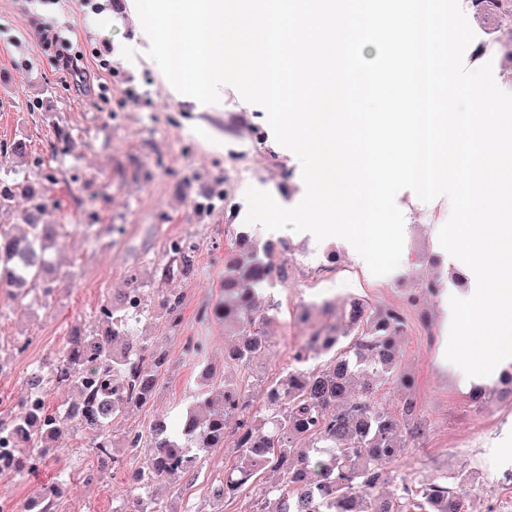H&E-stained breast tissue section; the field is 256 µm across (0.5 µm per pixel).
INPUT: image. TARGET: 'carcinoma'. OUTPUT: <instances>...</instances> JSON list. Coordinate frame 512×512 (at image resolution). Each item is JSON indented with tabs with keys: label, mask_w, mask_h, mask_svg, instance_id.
<instances>
[{
	"label": "carcinoma",
	"mask_w": 512,
	"mask_h": 512,
	"mask_svg": "<svg viewBox=\"0 0 512 512\" xmlns=\"http://www.w3.org/2000/svg\"><path fill=\"white\" fill-rule=\"evenodd\" d=\"M465 7L488 34L474 55H493L512 78V0H464ZM23 198L28 230L0 226V295L14 300L39 290L56 288L45 278L50 250L59 232L54 224H39L32 213L42 210L40 189L27 180L0 179V205ZM194 246L169 251L161 260L164 276L184 275L194 263ZM273 245L259 246L243 235L239 254L224 278V303L217 313L224 325L237 330L238 340L224 351V363L242 371L266 349L269 318L253 308L255 291L282 271L269 257ZM163 307L170 325L179 323L182 298L169 295ZM106 328L74 332L67 351L48 369L27 379L31 393L52 384L71 389L74 398L58 410L20 403L0 420V440L11 444L0 476H23L43 464L41 449L50 447L70 425L97 433L100 455L112 451V422L132 405L147 403L156 390L166 353L148 338L128 336L129 318L106 303L100 308ZM405 327L400 310L376 311L360 299L350 301L341 329L315 331L295 352L292 363L264 391V412L252 410L247 381L239 377L217 395L204 394L185 416L181 435L156 424L146 435L133 434L130 452L141 458L137 489L150 493L160 481L198 469L182 455L190 448H221L229 421L236 420L241 454L233 472L211 487L224 499L237 494L252 478L265 483L256 512H465L471 484L460 476L453 484L418 486L394 473V463L408 447L407 433L396 417L373 399L374 382L393 371L396 338ZM321 355L318 368L307 363Z\"/></svg>",
	"instance_id": "obj_1"
}]
</instances>
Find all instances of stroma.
Listing matches in <instances>:
<instances>
[{
    "label": "stroma",
    "instance_id": "35a3bbf8",
    "mask_svg": "<svg viewBox=\"0 0 512 512\" xmlns=\"http://www.w3.org/2000/svg\"><path fill=\"white\" fill-rule=\"evenodd\" d=\"M74 31L78 72L34 57L30 43L12 44L14 35H34L38 28ZM135 25L127 0H98L78 6L42 0H0V143L24 139L30 155L20 161L0 154V178L15 177L43 185L48 198L41 221L58 225L60 246L52 261L60 272L73 273L68 285L51 294L26 298L0 309V417L17 410L28 392L31 371L61 359L72 328L98 329L102 304L135 280L144 289L149 311L135 331L150 337L167 355L154 398L130 407L112 427L120 462L95 482L84 478L96 467L91 452L96 434L65 430L56 445L60 459L20 479L0 477V492L17 501L39 496L62 481L57 512H127L134 491L122 478L140 460L124 446L127 433L147 431L164 420L179 433L186 408L203 393L224 387V350L233 340L213 308L224 297L225 263L240 234L272 243L273 262L283 278L260 288L257 310L272 313L270 347L251 360L246 375L250 396L261 403L264 387L288 366L313 329L329 322L318 308L329 301L343 305L354 298L373 308L402 311L406 328L397 341V361L373 394L396 411L413 395L420 433L396 462L398 473L415 483L468 476L472 495L466 512H487L497 500L499 512H512V400L486 381V396L477 403L470 384L440 367L438 348L445 318L441 295L455 282L434 232L448 219L444 201L423 202L409 189L396 196L399 209H411L404 227L402 272L376 276L334 237L316 240L308 232L269 231L246 224L245 188L231 187L224 202L200 208L197 198L225 171L239 167L262 170L261 188L282 207L297 205L305 194L301 164L279 145L260 106L243 104L240 93L225 87L220 111L197 110L177 101L156 63L117 56V43L132 39ZM31 66H24V59ZM109 68H101L100 59ZM68 128L73 142L53 150L57 127ZM263 134L261 154H249L247 136ZM58 180L45 181L48 170ZM180 236L196 247L187 276L167 278L158 265L165 240ZM438 280L437 292L426 282ZM180 295L181 321L171 326L160 306L162 297ZM234 430L224 445L210 449L198 477L176 476L156 493L167 512H253L262 487L251 483L236 497L214 501L208 486L219 483L235 462Z\"/></svg>",
    "mask_w": 512,
    "mask_h": 512
}]
</instances>
